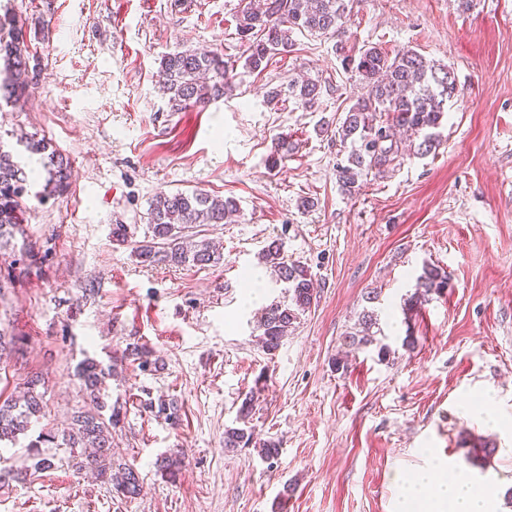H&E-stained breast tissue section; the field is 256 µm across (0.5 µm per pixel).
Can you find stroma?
Here are the masks:
<instances>
[{"instance_id": "1", "label": "stroma", "mask_w": 512, "mask_h": 512, "mask_svg": "<svg viewBox=\"0 0 512 512\" xmlns=\"http://www.w3.org/2000/svg\"><path fill=\"white\" fill-rule=\"evenodd\" d=\"M239 4L0 0L37 58L35 85L0 111V137L38 133L72 162L67 192L27 197L29 239L52 251L0 304V322L23 338L22 356L0 359V395L21 391L28 372L50 378L44 417L5 456L21 467L29 438L63 429L83 404L71 372L93 358L114 369L112 445L141 484L123 497L59 461L0 486V512H399L404 480L432 465L466 466L495 512H512V0L465 12L458 0H352L338 36L296 35L264 71L237 68L231 93L171 111L157 87L162 55L207 47L238 60ZM340 44L411 48L450 67L458 88L439 147L404 155L352 194L336 180L349 148L332 130L363 89ZM302 74L323 82L316 110L266 103ZM281 139L288 151L269 168ZM194 189L239 205L234 223L194 231L223 259L140 263L133 247L151 200ZM116 224L128 244L113 243ZM275 239L317 296L270 355L257 319L284 286L267 280L247 305L241 275ZM428 265L449 285L406 311ZM375 288L384 360L379 345L344 344ZM135 345L150 368L127 359ZM248 394L255 436L279 445L274 460L224 446ZM158 398L177 401V422L146 409ZM484 443L486 466L474 453ZM176 449L186 459L172 481L157 461Z\"/></svg>"}]
</instances>
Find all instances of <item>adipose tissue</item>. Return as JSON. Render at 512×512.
Here are the masks:
<instances>
[{
  "label": "adipose tissue",
  "instance_id": "obj_1",
  "mask_svg": "<svg viewBox=\"0 0 512 512\" xmlns=\"http://www.w3.org/2000/svg\"><path fill=\"white\" fill-rule=\"evenodd\" d=\"M401 496L403 512H490V495L463 470L448 477L437 469L421 472L402 486Z\"/></svg>",
  "mask_w": 512,
  "mask_h": 512
}]
</instances>
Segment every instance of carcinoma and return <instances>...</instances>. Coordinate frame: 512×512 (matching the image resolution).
<instances>
[{
  "label": "carcinoma",
  "instance_id": "obj_1",
  "mask_svg": "<svg viewBox=\"0 0 512 512\" xmlns=\"http://www.w3.org/2000/svg\"><path fill=\"white\" fill-rule=\"evenodd\" d=\"M351 11L350 0H247L238 10L237 35L245 53V66L250 71H263L276 55L294 50L296 32L327 35L336 33ZM0 107L15 105L28 91L35 77L29 54L21 45L16 21L9 13L0 15ZM344 66L354 70L364 84L365 92L345 114L339 136L350 141L351 150L345 161L336 164L339 185L352 193L360 189L359 180L381 173L403 157L402 131L405 140L414 145L413 151L423 156L434 151L441 141L436 129L444 113L445 103L457 92L453 72L437 68L412 49H402L391 55L381 46L359 49L357 55H346ZM230 65L218 49H185L168 53L159 61V91L168 99L170 109L181 112L203 107L224 95L231 87ZM288 97L304 109L319 103L322 84L310 76L288 82ZM16 144L32 154L41 155L45 173L43 190L35 196L61 195L69 188L70 162L50 148L45 139L22 136ZM29 177L25 167L15 160L13 150L0 139V256L9 257L7 277L0 280V299L12 284V271L19 265L29 272L38 264L36 245L28 242L25 232L24 197L29 193ZM237 204L232 199L214 196L203 190L160 193L151 201L148 212L151 240L135 247L134 254L143 263L167 262L171 265H216L221 253L210 241L187 240L186 232L207 224H227L237 216ZM22 240L20 250L16 241ZM263 263L270 266L276 280L288 288V302L267 306L260 317L258 343L271 354L277 351L288 329L299 316L311 308L315 289L311 274L299 261L289 262L281 254V245L273 242L261 252ZM448 288V274L438 267H426L418 278L417 293L407 300L408 309L433 292ZM377 314L363 309L358 317V329L349 333L353 345L367 347L376 338L372 328ZM112 367L94 359H85L74 369L72 377L80 390L94 404L74 410L67 426L56 433L39 435L30 441L32 464L39 472L54 467L52 449L80 450L74 466L78 472L90 470L112 486L116 493L134 496L140 492L138 473L112 454V428L119 423V412L103 414L100 401L106 379ZM45 377L34 373L26 380L22 396L0 400V443L15 442L25 435L34 420L44 411ZM147 408L156 416L174 422L178 415L175 401H150ZM253 411V399L247 397L238 410L240 427L224 430V447L259 448L262 458L278 455L276 442L254 441L248 426Z\"/></svg>",
  "mask_w": 512,
  "mask_h": 512
}]
</instances>
